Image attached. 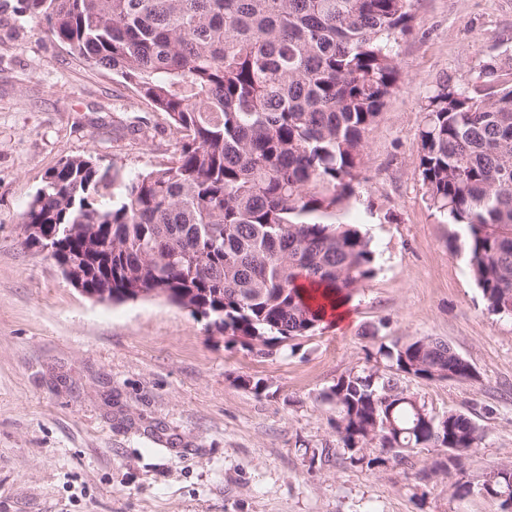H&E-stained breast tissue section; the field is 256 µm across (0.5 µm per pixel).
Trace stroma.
I'll list each match as a JSON object with an SVG mask.
<instances>
[{
    "mask_svg": "<svg viewBox=\"0 0 512 512\" xmlns=\"http://www.w3.org/2000/svg\"><path fill=\"white\" fill-rule=\"evenodd\" d=\"M18 7L0 0V512H501L453 491L512 461V318L488 310L452 247L463 226L429 208L417 133L441 84L512 52V0H413L396 45L404 84L366 135L339 216L370 239L376 274L343 323L269 357L161 299L95 301L23 245L22 213L61 160L132 176L172 146L161 113ZM422 336L475 376L400 384L432 414L470 417L479 446L450 470L443 448L351 464L323 393L380 346Z\"/></svg>",
    "mask_w": 512,
    "mask_h": 512,
    "instance_id": "1",
    "label": "stroma"
}]
</instances>
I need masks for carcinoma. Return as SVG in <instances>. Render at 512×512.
Returning a JSON list of instances; mask_svg holds the SVG:
<instances>
[{
  "label": "carcinoma",
  "mask_w": 512,
  "mask_h": 512,
  "mask_svg": "<svg viewBox=\"0 0 512 512\" xmlns=\"http://www.w3.org/2000/svg\"><path fill=\"white\" fill-rule=\"evenodd\" d=\"M412 0H20V14L87 63L112 72L165 116L167 162L132 178L92 157L61 161L22 214L56 236L85 286L160 288L173 305L221 319L259 354L314 335L324 302H348L373 278L370 239L336 221L359 175L365 134L403 85L395 44ZM419 173L429 207L465 229L473 280L490 311L512 317V56L486 60L423 107ZM84 225L87 238L65 229ZM323 289L311 300L300 281ZM425 381L469 379L472 366L431 336L378 350ZM336 433L403 462L447 448L455 467L478 447L466 415L433 416L377 366L323 394ZM454 495L512 496V464Z\"/></svg>",
  "instance_id": "cac0c4a2"
}]
</instances>
